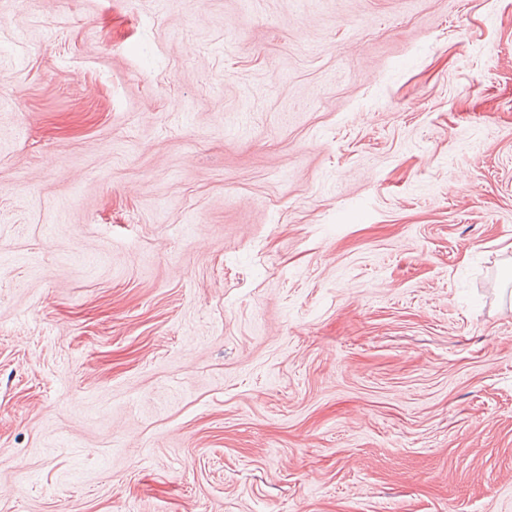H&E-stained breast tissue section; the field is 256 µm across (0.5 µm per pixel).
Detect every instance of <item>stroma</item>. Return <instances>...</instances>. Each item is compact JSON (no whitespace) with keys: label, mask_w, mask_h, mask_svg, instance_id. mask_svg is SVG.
Instances as JSON below:
<instances>
[{"label":"stroma","mask_w":512,"mask_h":512,"mask_svg":"<svg viewBox=\"0 0 512 512\" xmlns=\"http://www.w3.org/2000/svg\"><path fill=\"white\" fill-rule=\"evenodd\" d=\"M0 512H512V0H0Z\"/></svg>","instance_id":"stroma-1"}]
</instances>
